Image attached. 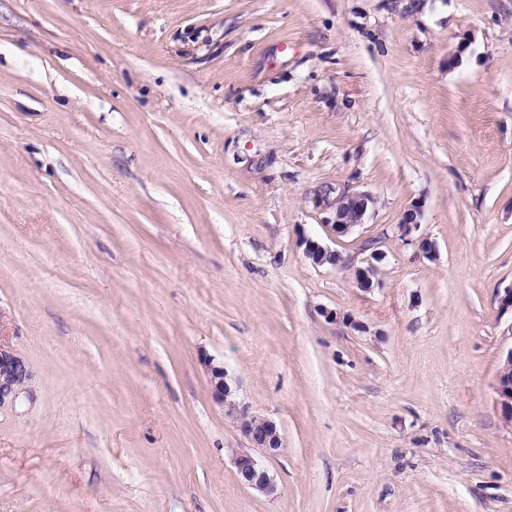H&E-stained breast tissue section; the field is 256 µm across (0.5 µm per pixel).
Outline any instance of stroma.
Returning a JSON list of instances; mask_svg holds the SVG:
<instances>
[{
    "label": "stroma",
    "mask_w": 512,
    "mask_h": 512,
    "mask_svg": "<svg viewBox=\"0 0 512 512\" xmlns=\"http://www.w3.org/2000/svg\"><path fill=\"white\" fill-rule=\"evenodd\" d=\"M511 288L512 0H0V512H512ZM374 198L364 192H344L336 198L333 217L327 219L334 237L348 234L354 227L363 224L367 211L373 206ZM305 255L314 265H337L341 260V257H336V250H332L326 244H323L319 240L307 238L305 240ZM333 260L335 263L333 264ZM382 260V254L376 251L371 252L369 258L366 260V265L359 267L355 271V277L358 286L364 291H370L373 287L379 286L378 279V266ZM31 378L28 362L0 345V408L15 403L26 392ZM497 396L502 418L512 423V351L507 354L499 371ZM209 376L213 398L228 405L232 417L247 438L251 448H257L269 456H275L283 446L280 427L273 419L250 410V407L235 399L236 385L232 375L224 367L214 363L211 357L203 360ZM233 464L239 482L246 488L268 497L278 493L274 477L250 452L237 454Z\"/></svg>",
    "instance_id": "1"
}]
</instances>
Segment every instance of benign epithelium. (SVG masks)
Wrapping results in <instances>:
<instances>
[{
    "label": "benign epithelium",
    "mask_w": 512,
    "mask_h": 512,
    "mask_svg": "<svg viewBox=\"0 0 512 512\" xmlns=\"http://www.w3.org/2000/svg\"><path fill=\"white\" fill-rule=\"evenodd\" d=\"M373 204L374 198L368 193L344 192L336 198L334 215L327 220V226L334 236H344L354 227L363 224L364 217ZM420 218L419 206L403 215L401 223L397 225L403 240H410L420 226ZM305 255L313 264L319 266L336 259V251L312 238L305 240ZM381 260L382 254L373 251L366 260V265L356 269V281L362 290L370 291L380 285L377 263ZM203 364L209 376L213 398L229 407L250 446L269 456L276 455L283 446L281 430L276 421L251 411L249 406L235 399L236 385L225 367L214 363L210 357L204 358ZM31 378L28 362L14 351L0 347V408L15 403L26 392ZM497 396L502 418L512 423V351L507 354L499 371ZM233 464L243 486L268 497L278 493L274 477L253 454L239 453Z\"/></svg>",
    "instance_id": "obj_1"
}]
</instances>
